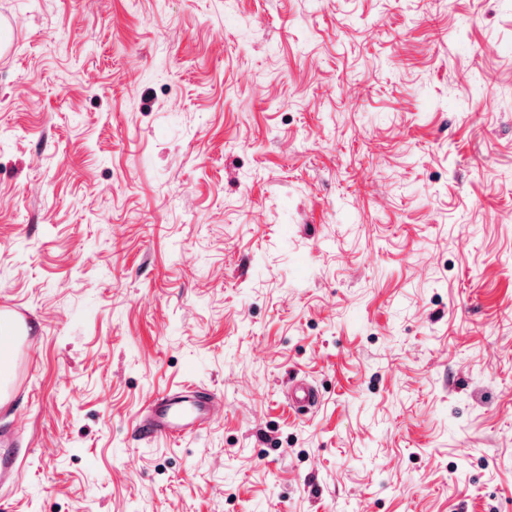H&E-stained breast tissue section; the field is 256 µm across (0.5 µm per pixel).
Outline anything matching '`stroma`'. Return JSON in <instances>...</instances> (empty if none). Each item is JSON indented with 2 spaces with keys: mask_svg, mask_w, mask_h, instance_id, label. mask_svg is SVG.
Listing matches in <instances>:
<instances>
[{
  "mask_svg": "<svg viewBox=\"0 0 512 512\" xmlns=\"http://www.w3.org/2000/svg\"><path fill=\"white\" fill-rule=\"evenodd\" d=\"M1 15L0 512H512V0ZM1 313L9 315L15 322L16 328L9 335H5L0 340V350L4 351L8 358L14 357L20 345L19 327L26 321L28 314L25 310L17 307L1 306ZM288 401L295 408H311L318 402V394L306 380L293 382L288 388ZM213 404L209 391L193 385L162 394L138 416V439L150 443L159 437L178 440L196 434L209 424Z\"/></svg>",
  "mask_w": 512,
  "mask_h": 512,
  "instance_id": "stroma-1",
  "label": "stroma"
}]
</instances>
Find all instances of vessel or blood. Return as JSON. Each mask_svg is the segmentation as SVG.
<instances>
[{"mask_svg":"<svg viewBox=\"0 0 512 512\" xmlns=\"http://www.w3.org/2000/svg\"><path fill=\"white\" fill-rule=\"evenodd\" d=\"M288 401L296 408H311L317 404L318 394L309 382L298 380L288 389ZM213 404L209 391L193 385L162 394L138 416L137 436L149 443L160 437L178 440L196 434L209 424Z\"/></svg>","mask_w":512,"mask_h":512,"instance_id":"1","label":"vessel or blood"}]
</instances>
